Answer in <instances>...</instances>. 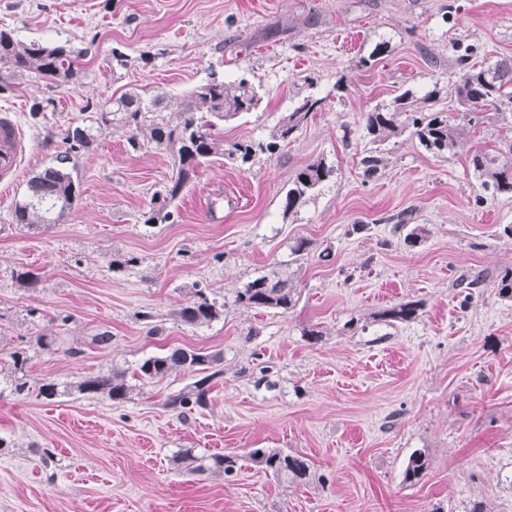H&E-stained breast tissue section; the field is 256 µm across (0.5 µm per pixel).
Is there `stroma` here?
<instances>
[{
    "label": "stroma",
    "mask_w": 512,
    "mask_h": 512,
    "mask_svg": "<svg viewBox=\"0 0 512 512\" xmlns=\"http://www.w3.org/2000/svg\"><path fill=\"white\" fill-rule=\"evenodd\" d=\"M0 28L26 44L69 43L83 71L69 88L22 77L0 95L29 143L0 195V512H470L477 502L512 512V300L494 286L512 270V198L478 202L464 155L434 156L406 133L381 145L365 176L357 123L404 90L435 87L470 145L511 137L507 113L468 125L448 84L464 51L479 64L512 56V0H0ZM116 47L129 59L117 72ZM213 72L263 88L256 111L225 123L228 142H268L298 96L322 104L253 164L199 167L168 224L142 214L173 174L170 155L132 150L124 129L104 127L72 156L82 194L62 223L16 224L15 201L63 154L70 123L135 87L179 100ZM36 101L43 112H31ZM320 159L334 175L284 213L289 182ZM402 222L425 226L426 240L407 245ZM300 238L310 252L295 262ZM274 270L299 288L293 309L236 304L239 288ZM478 273L484 284L461 287ZM199 284L224 314L183 325L176 314ZM408 301L423 304L416 320L381 319ZM313 327L315 343L304 336ZM104 331L111 344L93 345ZM43 334L80 354L39 349ZM172 346L223 356L207 407L185 418L166 406L192 383L179 372L120 405L18 397L4 373L17 350L31 381L66 383ZM265 366L274 388L258 381ZM186 448L236 456L240 468L229 479L192 469L176 459ZM255 448L304 456L309 480L265 473L249 460ZM417 450L430 465L410 483Z\"/></svg>",
    "instance_id": "1"
}]
</instances>
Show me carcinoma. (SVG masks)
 <instances>
[{
  "mask_svg": "<svg viewBox=\"0 0 512 512\" xmlns=\"http://www.w3.org/2000/svg\"><path fill=\"white\" fill-rule=\"evenodd\" d=\"M81 53L66 43L42 45L24 44L7 29H0V67L24 75L33 82L54 81L60 86L74 85L82 74ZM456 80L450 94L464 110L468 123H482L488 112L502 113L512 109V57H502L490 64L476 66L470 54L456 58ZM438 91L434 88L418 96L410 89L396 96L388 105L377 106L360 113L364 136L375 145L410 131L419 145L436 156L466 155L468 167L480 179L484 201L502 196L512 197V139L503 138L488 148L467 146L458 125L448 113L435 108ZM261 102L258 89L248 80L226 82L212 74L196 85L177 108H172L161 92L129 90L109 99L97 108L96 124L71 125L65 140L69 151L57 157V164L37 172L27 183V192L14 204L18 224H59L81 195L75 168L66 167L70 152L85 149L97 138L100 125L117 124L127 130V143L137 151L150 144L167 151L174 161L176 175L162 189L153 193L148 209L143 212L144 223L165 224L170 221V205L180 196L196 169L213 158L246 165L257 151L272 152L282 143L293 141L308 123L321 100L311 94L298 99L292 110L274 127L266 144L251 140L224 143V122L240 114L256 110ZM334 174V168L324 161L313 162L294 176L283 198L284 212L293 211L310 193ZM195 299L183 307L179 321L190 326L211 323L224 313V304L206 286H196ZM300 292L292 279L276 271L249 281L236 294L235 302L250 309L288 311L299 301ZM417 301L398 303L382 312V317L407 323L419 316ZM28 358L16 351L11 354V386L15 394L27 396L32 384L27 378ZM222 354L203 352L185 346H174L144 359L133 369L114 365L108 371L61 385L44 380L38 386V396L51 400L58 395L77 392L100 396L114 404L130 398L134 390L131 381L143 384L160 381L173 372L196 377L193 385L170 398L166 406L180 414L208 405L211 380L221 375ZM249 460L255 466L277 477L300 482L310 475L309 461L300 455L284 454L269 448H254ZM426 453L416 450L408 461L406 480H418L428 468ZM237 459L232 455L210 457L209 468L230 476L235 472Z\"/></svg>",
  "mask_w": 512,
  "mask_h": 512,
  "instance_id": "obj_1",
  "label": "carcinoma"
}]
</instances>
